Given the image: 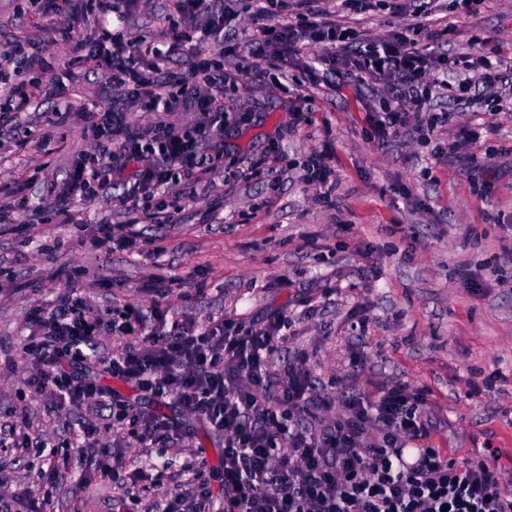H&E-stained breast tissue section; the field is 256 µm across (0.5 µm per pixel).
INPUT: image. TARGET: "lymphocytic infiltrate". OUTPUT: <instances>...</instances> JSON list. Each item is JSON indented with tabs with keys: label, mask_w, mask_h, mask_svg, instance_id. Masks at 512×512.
<instances>
[{
	"label": "lymphocytic infiltrate",
	"mask_w": 512,
	"mask_h": 512,
	"mask_svg": "<svg viewBox=\"0 0 512 512\" xmlns=\"http://www.w3.org/2000/svg\"><path fill=\"white\" fill-rule=\"evenodd\" d=\"M175 2L178 12L201 19L205 36L216 41L236 19L231 9L216 10L215 0ZM297 2L305 9L298 26L273 25L266 7L256 9L238 50L287 80L302 75L314 85L330 75L350 76L356 86L382 87L390 101L374 118L379 139L410 125L428 139L448 120L447 113L430 109L440 94L464 109L477 99H512V69L486 56L483 42H471L465 53L439 54L407 31L369 37L337 26L315 9L314 0ZM46 3L45 19L66 16L61 42L122 87L126 101L156 116L143 125L129 122L126 112L113 107L90 113L95 146L83 151L63 181L50 185L47 200L64 214L70 200L107 193L113 183L126 180L136 214L149 224L166 223L170 183H180L182 196L194 198L203 175L217 170L229 118L224 88L238 84V73L204 60L189 77L171 70L192 39L186 31L134 48L101 24L93 36L74 40V32L89 24L87 0ZM41 53L27 40L0 46V86L7 88L0 94V133L17 125L32 99L59 95L65 82L74 80L69 69L47 88L37 79H22L21 68L39 66ZM139 54L151 57V67L136 66ZM164 68L168 80L161 83L155 74ZM474 71L480 74L475 96L466 79ZM179 106L193 112L189 125L171 121ZM203 144L214 163L199 160ZM167 296L158 289L150 307L133 303L96 314L83 293L67 289L32 312L36 329L22 348L36 368L29 385L51 388L60 407L90 406L108 413L106 427L91 425L84 431L85 484L111 481L120 472L126 485L150 494L153 466L126 468L127 448L112 443V436L127 427L147 446L186 442L195 436L194 418L201 417L224 436V512H512V496L501 493L498 473L480 459L459 464L427 447L413 462L404 460L406 442L426 435L423 390L398 383L370 397L344 392L342 413L332 425L297 426L296 416L330 411L332 403L315 392L304 357L280 373L268 370L269 357L285 339L284 317H268L246 332L228 319L179 321ZM111 335L126 337L127 344L119 353L102 355L101 341ZM81 358L151 396L152 405L129 402L78 378L71 365ZM207 469V460L196 458L191 478L153 497L151 512H214V496L204 480Z\"/></svg>",
	"instance_id": "1"
}]
</instances>
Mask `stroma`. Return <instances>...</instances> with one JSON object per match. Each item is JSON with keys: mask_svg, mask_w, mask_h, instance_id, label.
<instances>
[{"mask_svg": "<svg viewBox=\"0 0 512 512\" xmlns=\"http://www.w3.org/2000/svg\"><path fill=\"white\" fill-rule=\"evenodd\" d=\"M431 15L393 13L382 0L367 14L347 12L341 0H319L333 20L381 37L399 28L442 29L454 50L482 41L491 56L512 65V0H484L479 11L457 16L451 0H435ZM40 0H0V41L18 37L46 45L36 77L55 81L72 52L54 42L39 14ZM110 29L131 44L159 41L195 23L172 0H138ZM238 70L224 108L243 113L224 129L223 170L204 178L205 194L179 199L168 224H148L133 245L104 253L92 248L97 224H126V187L69 205L71 221L52 206L35 218L18 209L44 186L62 181L82 150L87 125L60 119L65 103L121 102L101 73H86L63 96L41 99L15 132L0 136V207L25 234L0 224V427L26 416L32 445L0 441V493H32L47 512H149L150 502L127 493L121 478L82 486L77 474L42 478L50 449L78 455L81 432L102 424L97 409L61 411L47 391L30 387V362L21 355L33 309L63 289L53 280L66 267L95 309L126 303L149 306L154 275L176 280L168 298L179 318H224L250 328L272 315L288 320L287 338L268 369L280 372L295 355L307 358L311 379L333 398L351 388L374 395L404 381L429 392V433L417 447L443 449L463 462L481 457L500 472V490L512 495V115L449 111L430 143L402 134L378 141L370 115L385 105L382 91L359 93L350 80L317 85L309 101L292 84H279L261 61L192 41L175 70L189 72L198 55ZM306 118L293 124L295 111ZM477 143L435 154L433 144L456 140L460 127ZM334 146L331 201L302 181V164L322 141ZM493 154L490 169L468 170L470 155ZM278 186H270L272 175ZM192 443L132 445L125 461L145 457L209 462L207 483L221 493L224 437L196 422Z\"/></svg>", "mask_w": 512, "mask_h": 512, "instance_id": "1", "label": "stroma"}]
</instances>
